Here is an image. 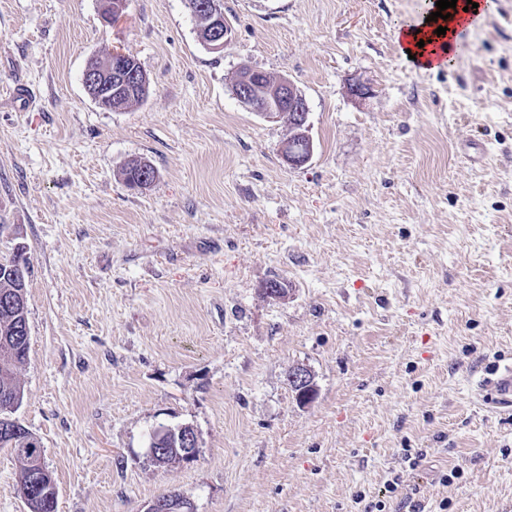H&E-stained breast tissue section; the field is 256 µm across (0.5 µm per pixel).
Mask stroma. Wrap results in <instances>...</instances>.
Returning <instances> with one entry per match:
<instances>
[{"instance_id":"obj_1","label":"stroma","mask_w":512,"mask_h":512,"mask_svg":"<svg viewBox=\"0 0 512 512\" xmlns=\"http://www.w3.org/2000/svg\"><path fill=\"white\" fill-rule=\"evenodd\" d=\"M222 2L214 52L185 0L109 24L100 0H0V260L30 263L15 416L56 512L173 491L196 512H512V410L477 390L512 364V0L426 73L395 38L424 0ZM111 51L150 80L121 112L82 83ZM245 67L305 95V166L235 96ZM181 425L196 457L155 465L152 433ZM0 512H28L5 448ZM288 383L299 404L306 406L316 398L317 386L313 374L307 368L298 366L291 369Z\"/></svg>"}]
</instances>
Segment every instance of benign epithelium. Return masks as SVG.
I'll use <instances>...</instances> for the list:
<instances>
[{
    "label": "benign epithelium",
    "instance_id": "7a95c632",
    "mask_svg": "<svg viewBox=\"0 0 512 512\" xmlns=\"http://www.w3.org/2000/svg\"><path fill=\"white\" fill-rule=\"evenodd\" d=\"M204 13L202 25L198 28L201 42L214 52L224 50L228 29L224 25V10L221 0H208L200 6ZM128 55L115 53L101 63H93L83 73L84 89L89 97L99 106L110 111L125 109L127 94L137 87L148 89L147 77L143 70L134 65L126 64ZM253 70H242L234 83L236 97L251 110L263 118L279 122L283 116L278 101L288 102V112L292 120L304 134H309V107L303 93L286 77L276 79L275 85L264 92L253 93L248 89V78ZM288 383L299 404L306 406L314 401L317 386L314 376L305 367H295L289 371ZM177 441L180 443V461L193 460L199 448V438L195 430L189 426L162 427L151 441L153 448L150 456H155L154 446L160 441ZM145 512H193L191 501L183 496L166 495L152 501Z\"/></svg>",
    "mask_w": 512,
    "mask_h": 512
}]
</instances>
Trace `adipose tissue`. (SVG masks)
<instances>
[{"instance_id": "1", "label": "adipose tissue", "mask_w": 512, "mask_h": 512, "mask_svg": "<svg viewBox=\"0 0 512 512\" xmlns=\"http://www.w3.org/2000/svg\"><path fill=\"white\" fill-rule=\"evenodd\" d=\"M477 11L471 12L466 8L467 0H457L455 8L451 9L450 16L444 22L425 21L417 18L412 26L398 28L396 38L402 49L411 52L417 63L429 66V57L432 54L442 52L452 54L458 34L464 27H476L484 22L488 13L492 10L490 0H477ZM445 27V35H437V27Z\"/></svg>"}]
</instances>
